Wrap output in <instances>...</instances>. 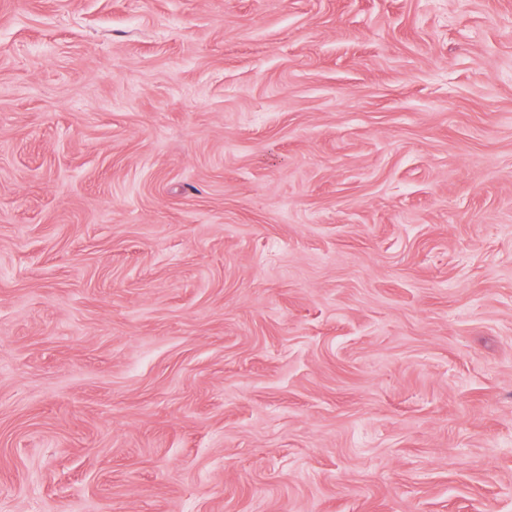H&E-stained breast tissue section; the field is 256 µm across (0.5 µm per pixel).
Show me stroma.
I'll return each mask as SVG.
<instances>
[{
    "mask_svg": "<svg viewBox=\"0 0 512 512\" xmlns=\"http://www.w3.org/2000/svg\"><path fill=\"white\" fill-rule=\"evenodd\" d=\"M0 512H512V0H0Z\"/></svg>",
    "mask_w": 512,
    "mask_h": 512,
    "instance_id": "1",
    "label": "stroma"
}]
</instances>
